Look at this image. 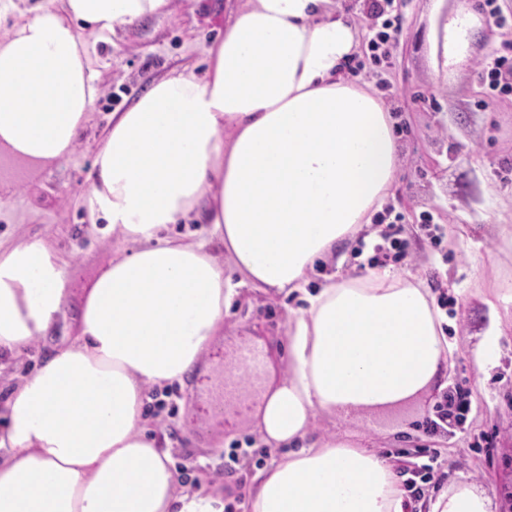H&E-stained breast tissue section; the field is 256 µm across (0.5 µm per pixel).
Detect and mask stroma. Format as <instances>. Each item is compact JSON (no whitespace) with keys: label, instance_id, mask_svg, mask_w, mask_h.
<instances>
[{"label":"stroma","instance_id":"1","mask_svg":"<svg viewBox=\"0 0 512 512\" xmlns=\"http://www.w3.org/2000/svg\"><path fill=\"white\" fill-rule=\"evenodd\" d=\"M465 0H400L390 31L389 58L381 68L365 64L355 83L380 98L399 125V173L389 196L403 214L406 255L390 269L423 281L432 296L446 294L440 314L450 351L433 386L419 398L350 421L321 414L313 430L328 435L348 431L353 442L389 456L394 466L422 464L438 455L440 469L426 484L417 512H431L440 494L467 481L495 496L498 512H512V99L486 95L477 71L483 59L500 51L502 34L471 3L463 47L447 36ZM245 0H184L167 17L127 26L112 43L81 32L94 75L96 97L89 120L69 160L39 172L0 152V245L10 247L39 238L65 262L70 288L67 315L46 338L21 355L0 361V401L24 375L78 328L76 311L83 288L112 258L117 238L103 225L86 222L79 199L93 178L95 154L112 125V115L132 107L156 82L185 68L204 75L202 50L223 35L230 16ZM441 229L432 243L422 234V216ZM364 241L337 247L325 272L357 276L368 266L378 243L375 224L362 228ZM296 296L249 288L225 318L224 334L211 358L216 372L191 376L185 384L147 390L144 406L157 437L167 444L180 486L222 497L232 512H247L249 477L269 466L280 452L254 449L253 412L271 375L285 374L281 356L288 311ZM503 330L497 354L488 364V380L478 385V358L491 329ZM262 351L258 378L243 380L235 361L239 346ZM224 386L221 414L197 416L199 386ZM468 389V403L458 424L430 433L426 423L454 387ZM240 462L234 475L224 473L231 454Z\"/></svg>","mask_w":512,"mask_h":512}]
</instances>
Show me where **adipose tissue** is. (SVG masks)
I'll return each mask as SVG.
<instances>
[{
  "instance_id": "1",
  "label": "adipose tissue",
  "mask_w": 512,
  "mask_h": 512,
  "mask_svg": "<svg viewBox=\"0 0 512 512\" xmlns=\"http://www.w3.org/2000/svg\"><path fill=\"white\" fill-rule=\"evenodd\" d=\"M171 6L0 0V19H13L0 38V150L37 168L68 160L96 96L77 29L108 41ZM357 47L343 5L248 0L204 48V77L174 73L113 114L82 206L120 245L82 292L78 334L0 402V512H224L221 498L178 492L142 407L145 390L192 372L244 287L305 302L288 316V373L255 409L260 447L285 454L254 474L249 512H405L383 454L311 431L321 413L418 398L448 348L419 281L373 267L308 288L397 177L387 106L341 73ZM199 217L208 242L170 237ZM68 296L43 240L0 248V355L49 335ZM495 510L462 482L431 512Z\"/></svg>"
}]
</instances>
